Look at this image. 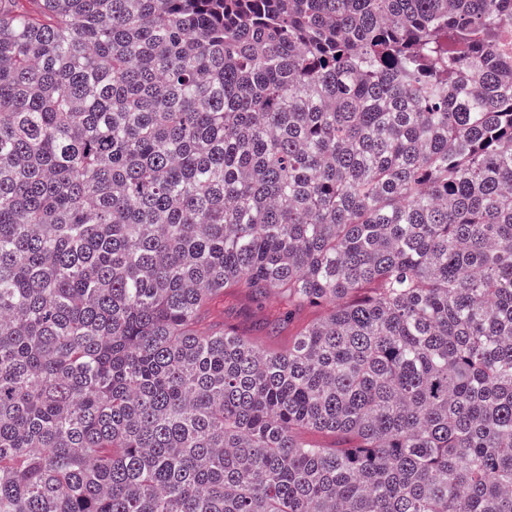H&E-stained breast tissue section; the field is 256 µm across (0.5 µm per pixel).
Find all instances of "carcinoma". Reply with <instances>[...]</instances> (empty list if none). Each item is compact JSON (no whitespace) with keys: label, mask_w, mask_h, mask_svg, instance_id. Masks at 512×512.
Returning a JSON list of instances; mask_svg holds the SVG:
<instances>
[{"label":"carcinoma","mask_w":512,"mask_h":512,"mask_svg":"<svg viewBox=\"0 0 512 512\" xmlns=\"http://www.w3.org/2000/svg\"><path fill=\"white\" fill-rule=\"evenodd\" d=\"M510 31L0 0V512H512ZM260 310L258 304L251 299L241 296L230 299L224 303V322L230 325L243 326L251 320L258 318ZM297 323L281 321L269 335L260 336L259 341L263 347L269 350L283 351L288 349V344L293 340Z\"/></svg>","instance_id":"cac0c4a2"}]
</instances>
